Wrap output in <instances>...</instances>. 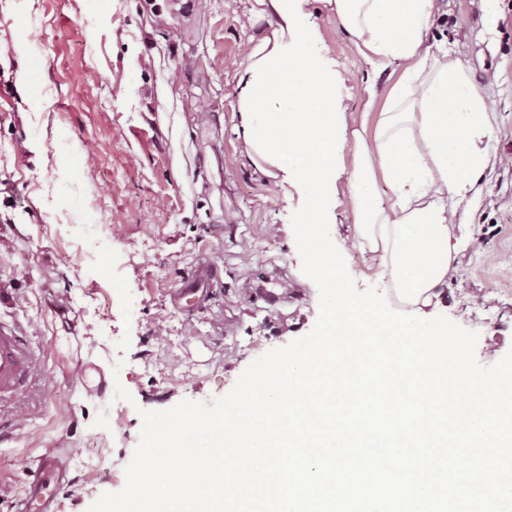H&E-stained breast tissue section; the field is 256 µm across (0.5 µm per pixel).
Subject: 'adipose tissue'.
I'll return each mask as SVG.
<instances>
[{"label":"adipose tissue","instance_id":"ef3b65f1","mask_svg":"<svg viewBox=\"0 0 512 512\" xmlns=\"http://www.w3.org/2000/svg\"><path fill=\"white\" fill-rule=\"evenodd\" d=\"M274 34L250 37L238 89L251 79L246 65L289 42L287 23L271 0H260ZM365 61L383 70L406 67L386 94L382 112L363 110L345 131L352 153L348 197L338 204L355 215L353 240L371 253L381 275L404 305L420 310L448 283L456 249L451 225L456 204L472 193L492 155L484 142L485 99L460 60L425 46L437 20L436 0H326ZM393 197L382 206L377 180Z\"/></svg>","mask_w":512,"mask_h":512}]
</instances>
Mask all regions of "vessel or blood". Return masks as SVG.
<instances>
[{
	"mask_svg": "<svg viewBox=\"0 0 512 512\" xmlns=\"http://www.w3.org/2000/svg\"><path fill=\"white\" fill-rule=\"evenodd\" d=\"M45 375L38 354L19 328L0 325V401L29 388ZM66 476V467L49 456L27 467L29 491L24 501L25 512H53V500L47 490L63 485Z\"/></svg>",
	"mask_w": 512,
	"mask_h": 512,
	"instance_id": "1",
	"label": "vessel or blood"
}]
</instances>
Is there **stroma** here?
<instances>
[{
	"label": "stroma",
	"instance_id": "stroma-1",
	"mask_svg": "<svg viewBox=\"0 0 512 512\" xmlns=\"http://www.w3.org/2000/svg\"><path fill=\"white\" fill-rule=\"evenodd\" d=\"M445 42L489 112L493 163L457 208L455 270L438 313L512 349V0H438ZM256 0H0V318L22 325L45 380L0 404V512L29 462L75 456L58 512L125 484L140 410L227 394L266 351L307 334L319 292L292 244V186L247 158L235 72ZM305 22L359 112L373 71L323 0ZM32 73L29 87L16 82ZM123 385L130 400L115 399Z\"/></svg>",
	"mask_w": 512,
	"mask_h": 512
}]
</instances>
